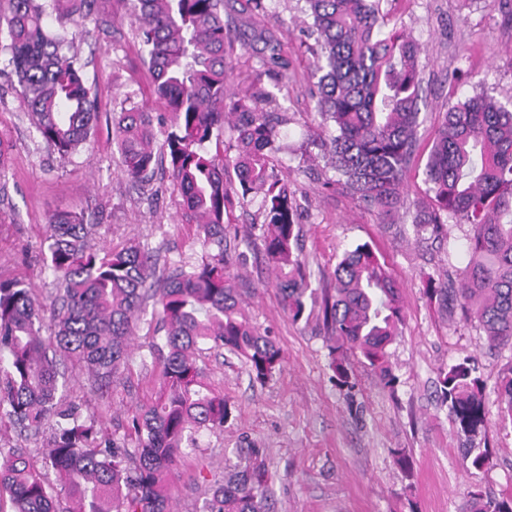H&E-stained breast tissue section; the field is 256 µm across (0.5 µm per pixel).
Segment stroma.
Returning <instances> with one entry per match:
<instances>
[{
    "mask_svg": "<svg viewBox=\"0 0 512 512\" xmlns=\"http://www.w3.org/2000/svg\"><path fill=\"white\" fill-rule=\"evenodd\" d=\"M132 7V0H107L109 20L87 21L74 45L102 112L94 134L68 157L41 137L20 105L16 76L0 64V143L9 149L0 180V280H20L43 300L54 288L42 263L47 219L58 210L84 212L95 226V246H138L160 269L200 263L206 253L196 225L181 221L177 187L156 180L151 190L138 189L123 174L112 143L114 110L163 111L129 20ZM379 9L389 26L416 43L425 97L401 202L389 216L343 188L322 186L333 172L315 159L322 129L308 94L314 39L305 31L299 0H266L261 10L252 0H227L224 35L233 47L228 62L235 88L260 93L263 110L281 119L277 159L301 204L300 258L314 277L326 278L346 251L366 244L401 291L405 323L388 348L396 389H383L368 368L355 364L358 410L349 411L330 381L316 321L292 322L282 309L277 273L250 235L251 224L261 221L257 203L235 206L228 219L239 230L233 248L240 261L229 273L241 308L260 331H271L284 361L260 386L234 355L206 353L204 378L232 403L234 417L186 446L174 469L173 512H201L210 486L224 476L225 457L247 443L266 451L277 512H471L473 492L493 496L512 489V425L501 423L493 390L512 351L488 350L475 326L448 321L429 303L423 276L444 271L457 280L468 261L465 231L452 224L446 241L420 239L408 214L423 195L421 172L449 103L482 92L502 102L512 97V0H380ZM268 35L280 42L284 66L265 65ZM155 327L152 311H145L110 397L100 396L70 360L59 361L69 399L114 437L123 436L129 410L155 397L159 368L145 348ZM468 355L477 356L488 385L492 460L477 473L436 393L439 368ZM395 448L411 457V475L394 465Z\"/></svg>",
    "mask_w": 512,
    "mask_h": 512,
    "instance_id": "obj_1",
    "label": "stroma"
}]
</instances>
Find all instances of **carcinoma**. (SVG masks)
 Listing matches in <instances>:
<instances>
[{
    "label": "carcinoma",
    "instance_id": "1",
    "mask_svg": "<svg viewBox=\"0 0 512 512\" xmlns=\"http://www.w3.org/2000/svg\"><path fill=\"white\" fill-rule=\"evenodd\" d=\"M316 34L315 111L325 133L327 166L364 202L390 212L399 202L420 125L423 89L414 43L386 21L376 0H305ZM54 12L61 28L47 18ZM98 0H0V52L8 55L22 102L42 138L66 156L86 143L101 103L72 53ZM136 27L154 93L173 125L156 133L153 115L122 108L112 115L123 171L136 183L169 159L182 220L197 225L207 248L194 266L178 263L162 276L135 246L95 249L92 225L74 210L48 218L44 267L55 285L50 316L18 280H0V414L38 436L52 483L27 448L0 445V491L14 512H170L173 467L184 443L201 430L223 429L233 406L204 381L197 355L206 348L242 357L253 380L280 371L282 351L238 306L228 273L225 217L237 203L260 199L261 245L278 273L284 310L298 322L322 318L332 380L354 409L351 358L394 388L387 347L401 335L404 307L385 263L366 245L343 255L331 282L311 287L295 253L299 204L280 177L279 132L252 95L227 99L231 82L224 36V0H135ZM232 133L236 155H212L206 143ZM233 166L238 186L224 180ZM425 199L413 204L417 232L438 238L447 224L467 226L469 260L461 287L428 277L426 294L442 311L460 310L490 348L512 345V107L475 94L448 107L422 171ZM153 300L162 342L149 354L161 363L154 401L128 413L123 438L99 435L77 404L61 407L57 358L96 377L107 394L127 363V339ZM477 357L438 372L442 402L467 438L485 425L486 384ZM495 390L502 419L512 422V360ZM265 449L248 445L224 464L203 512H275ZM474 512H512V492L473 493ZM68 506H62V503Z\"/></svg>",
    "mask_w": 512,
    "mask_h": 512
}]
</instances>
